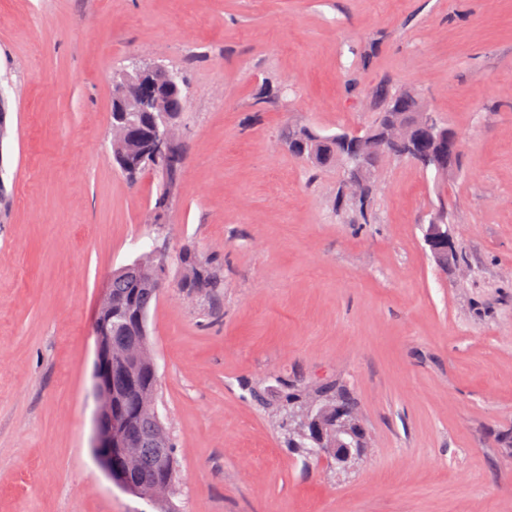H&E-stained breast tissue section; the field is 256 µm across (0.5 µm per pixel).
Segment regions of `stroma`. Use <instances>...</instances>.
<instances>
[{"label":"stroma","instance_id":"obj_1","mask_svg":"<svg viewBox=\"0 0 512 512\" xmlns=\"http://www.w3.org/2000/svg\"><path fill=\"white\" fill-rule=\"evenodd\" d=\"M184 73L185 162L112 164V77ZM386 84L464 136L447 178L406 159L362 213L284 133L357 132ZM0 512H159L96 462L90 328L113 270L166 244L148 328L178 512H512V0H0ZM463 264L441 266L439 212ZM224 274L186 296L178 254ZM334 384L369 446L289 450V394ZM130 68V71L126 69L123 71V76L138 82L140 87L139 102L141 104H154L153 94L147 93L143 90L144 83L152 74L164 70L165 67L162 65L133 63ZM430 224V228L427 232V244L438 261L446 265L445 252L448 250V226L444 224L437 215L432 219Z\"/></svg>","mask_w":512,"mask_h":512}]
</instances>
